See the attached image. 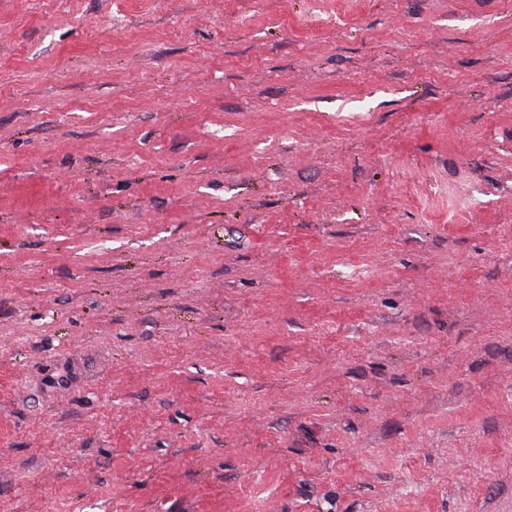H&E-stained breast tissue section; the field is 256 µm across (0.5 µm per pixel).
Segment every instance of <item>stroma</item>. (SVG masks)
<instances>
[{
    "instance_id": "stroma-1",
    "label": "stroma",
    "mask_w": 512,
    "mask_h": 512,
    "mask_svg": "<svg viewBox=\"0 0 512 512\" xmlns=\"http://www.w3.org/2000/svg\"><path fill=\"white\" fill-rule=\"evenodd\" d=\"M0 512H512V0H0Z\"/></svg>"
}]
</instances>
